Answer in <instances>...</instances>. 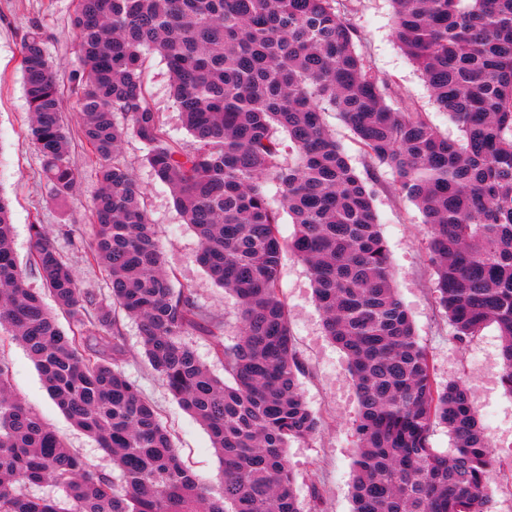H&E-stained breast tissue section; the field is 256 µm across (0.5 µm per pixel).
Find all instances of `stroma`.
Here are the masks:
<instances>
[{"mask_svg":"<svg viewBox=\"0 0 512 512\" xmlns=\"http://www.w3.org/2000/svg\"><path fill=\"white\" fill-rule=\"evenodd\" d=\"M339 9L355 29L354 45L373 70L389 82L391 99L409 98L426 112L442 134L457 139L459 127L438 111L420 71L408 60L393 37L391 0H338ZM75 0H0V193L10 203L13 248L25 267L30 288L41 289L38 270L28 263L29 226L44 225L57 251L75 267L81 288L110 304L105 272L89 255V204L100 184L95 163L77 124L75 97L66 96L65 116L71 133L70 160L80 173L76 193L67 204L50 199L42 175V158L29 134V112L19 68L23 36L40 25L48 37L47 51L62 61L57 78L69 86L71 67L77 62V46L70 19ZM148 85L163 113L171 136L181 145L191 137L175 112L167 67L160 56L147 62ZM325 121L351 165L375 190L374 207L395 270L397 294L414 326L418 342L429 356L438 384L458 380L468 387L479 418L493 446L494 463L488 486L492 512H512V391L501 382L500 345L496 327L490 326L467 344L457 343L452 329L434 302L427 268V243L422 217L416 205L403 199L396 177L386 166L370 165L349 127L339 115L326 113ZM123 150L135 176L147 193L149 217L174 284H193L197 302L221 330L214 337L192 331L186 336L201 362L216 375L224 363L217 346H233L238 340L236 302L215 286L197 262L200 243L174 206L171 192L143 161L144 147L128 137ZM281 293L288 305L289 323L304 372L299 376L303 397L319 420L317 434L291 442L288 458L296 475L297 496L305 512H351L350 482L357 448L353 423L358 400L348 361L326 336L323 316L315 301L306 266L292 254L282 258ZM125 353L121 368L143 396L159 412L171 431L183 462L206 484L221 478L218 459L209 435L185 413L168 393L160 377L147 363L137 323L123 319ZM0 360L9 367L11 386L73 450L95 468L111 472L112 462L95 442L76 429L50 398L44 382L26 351L8 337L0 338Z\"/></svg>","mask_w":512,"mask_h":512,"instance_id":"35a3bbf8","label":"stroma"}]
</instances>
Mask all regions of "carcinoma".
I'll return each instance as SVG.
<instances>
[{
  "label": "carcinoma",
  "instance_id": "carcinoma-1",
  "mask_svg": "<svg viewBox=\"0 0 512 512\" xmlns=\"http://www.w3.org/2000/svg\"><path fill=\"white\" fill-rule=\"evenodd\" d=\"M394 36L462 137L442 135L386 83L353 43L335 0H77L72 73L80 132L96 160L91 257L112 308L79 287L43 225L31 262L58 310L30 288L0 194V330L36 365L61 412L112 456L94 472L12 391L0 361V512H304L288 443L318 421L280 290L284 252L303 262L326 335L349 361L359 401L352 512H487L491 445L462 382L438 385L394 288L373 205L325 122L336 112L365 156L391 168L419 208L439 313L461 344L496 325L512 391V0H392ZM164 60L192 143L166 129L147 86L146 56ZM53 60L38 28L21 45L31 136L56 200L73 197ZM195 230L198 263L237 303L239 339L217 345L225 378L185 334L208 322L196 288L175 286L145 192L122 151L127 133ZM283 133L295 156H283ZM279 185V206L267 195ZM295 226L279 233L281 211ZM139 322L144 355L179 406L208 430L224 473L206 487L182 461L157 410L123 373L121 316ZM448 429L449 454L429 444ZM51 483L64 499L33 497Z\"/></svg>",
  "mask_w": 512,
  "mask_h": 512
}]
</instances>
